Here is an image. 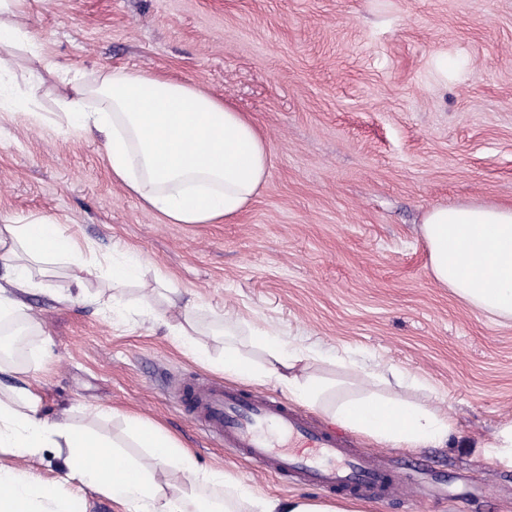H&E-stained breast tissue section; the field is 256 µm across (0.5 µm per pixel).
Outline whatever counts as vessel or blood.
<instances>
[{"label": "vessel or blood", "instance_id": "vessel-or-blood-1", "mask_svg": "<svg viewBox=\"0 0 512 512\" xmlns=\"http://www.w3.org/2000/svg\"><path fill=\"white\" fill-rule=\"evenodd\" d=\"M174 399L261 473L366 501L404 494L400 480L381 468L375 452L350 447L344 437L315 426L280 399L195 377L176 388Z\"/></svg>", "mask_w": 512, "mask_h": 512}]
</instances>
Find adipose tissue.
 Returning <instances> with one entry per match:
<instances>
[{
    "label": "adipose tissue",
    "mask_w": 512,
    "mask_h": 512,
    "mask_svg": "<svg viewBox=\"0 0 512 512\" xmlns=\"http://www.w3.org/2000/svg\"><path fill=\"white\" fill-rule=\"evenodd\" d=\"M28 0H0V112L23 110L32 125L45 121L36 108L47 78H56L66 129L102 137L113 183L151 213L174 224L232 222L258 195L268 176L269 144L247 113L200 86L126 69L101 70L91 79L60 77L26 18ZM27 53L26 79L16 88L5 52ZM436 281L483 312L512 319V205L440 206L422 222ZM0 262L10 276L0 286V314L18 302L12 290L40 287V268L75 267L76 284L105 273L112 282L142 283L138 256L101 262L90 245L47 220L0 221ZM229 340L215 368L247 383L275 382L295 402L332 422L396 448L442 446L453 432L447 414L400 396L409 375L388 368L354 369L352 389L315 375L313 349L287 342L271 328L251 326L252 358ZM21 408L0 401V448L25 458L54 449L68 479L81 492L112 499L122 512H348L340 504L307 497L259 496L222 471H200L192 454L165 430L137 416L123 419L125 437L108 441L90 429L51 420L27 386L13 387ZM148 449L150 460L130 455ZM205 485L225 488L223 501H207ZM75 498L58 484L0 466V512H76Z\"/></svg>",
    "instance_id": "ef3b65f1"
}]
</instances>
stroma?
Masks as SVG:
<instances>
[{
    "label": "stroma",
    "mask_w": 512,
    "mask_h": 512,
    "mask_svg": "<svg viewBox=\"0 0 512 512\" xmlns=\"http://www.w3.org/2000/svg\"><path fill=\"white\" fill-rule=\"evenodd\" d=\"M47 57L70 72L143 70L195 83L247 112L271 165L230 224H171L112 181L103 144L55 123L0 116V218L69 227L97 256L139 254L166 286L86 282L55 265L19 294L31 324L18 364L42 412L103 434L124 416L159 425L204 470L256 494L284 484L225 452L175 405L177 381L220 379L160 327L170 288L198 303L195 340L224 352L225 313L321 352L316 374L351 382L352 362L416 377L415 401L446 411L442 448L359 437L409 499L351 512H512V470L473 453L512 419V321L435 280L421 233L441 205L512 204V0H29ZM448 59L447 73L435 67ZM117 295L124 320L93 299ZM0 465L76 494L50 449Z\"/></svg>",
    "instance_id": "stroma-1"
}]
</instances>
